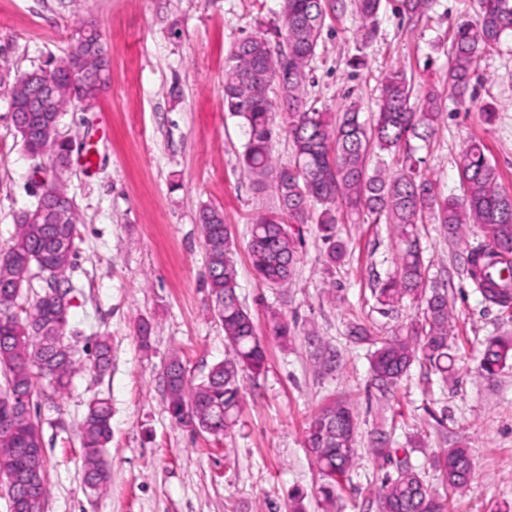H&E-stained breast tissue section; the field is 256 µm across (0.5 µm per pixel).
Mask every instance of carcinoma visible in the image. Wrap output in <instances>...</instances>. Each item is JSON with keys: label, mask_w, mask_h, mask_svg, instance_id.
I'll return each instance as SVG.
<instances>
[{"label": "carcinoma", "mask_w": 512, "mask_h": 512, "mask_svg": "<svg viewBox=\"0 0 512 512\" xmlns=\"http://www.w3.org/2000/svg\"><path fill=\"white\" fill-rule=\"evenodd\" d=\"M338 0H283L281 41L273 44L261 35L239 40L227 56L224 75V111L241 120L246 144L240 158L244 172L258 189H274L278 206L255 215L249 254L255 272L266 282L285 287L297 260L296 240L290 224L318 225L326 244L328 261L342 258L345 244L336 237L337 205L365 210L394 226L405 245L396 272L379 287V301L392 305L406 296L423 293L425 267L414 235L426 211L450 238L460 235L462 225L479 224L487 241L470 249L467 274L483 301L503 308L512 306V195L499 186L497 167L486 155L485 145L470 141L464 148L458 171L461 194L441 198L423 177L403 145L414 137H431L442 115L441 100L434 93L414 105L413 87L402 70L389 71L380 81L373 126L359 121L350 109L338 118L307 106L304 89L309 66L316 56L326 18ZM476 23L463 22L453 30L448 57V90L465 100L473 66L480 55L512 32V0H481ZM359 17L367 22L378 13L381 0H353ZM432 0H401L402 13L422 17ZM103 45L91 38L78 39L54 64L52 80L58 82L53 111L36 106L38 92L24 98L26 74L10 84L16 110L12 122L21 146L33 159H47L49 169L66 167L69 144L58 126L63 112L80 101L68 84V73L83 65L98 71L107 63ZM279 97L272 98V87ZM278 112L291 115L288 137L294 149L289 166L278 165L271 153L277 132ZM397 157L399 169L391 176L370 170L373 149ZM54 224H31V209L17 217L12 245L0 249V366L7 372L0 390V486L14 501L16 512H42L48 494L42 428L32 415L33 398L40 380L49 381L52 392L62 396L79 370L69 339V312L57 294H68L63 274L76 255L78 215L74 206L62 209ZM207 258V286L214 316L224 326L226 355L199 383H188L186 368L175 356L168 365L165 391L174 421L202 430L216 438L235 423L240 408L239 371H260L266 355L253 318L240 302L232 240L224 213L204 206L198 216ZM43 275L46 288L25 310L16 313L31 268ZM451 312L448 294L437 288L426 298L424 320L405 332L380 342L371 358L372 378L389 387L408 372L417 355L442 376L452 361L448 353ZM153 326L140 319L135 335L140 347L151 346ZM512 359V340L487 342L481 370L495 375ZM112 363L110 337L97 339L86 368L102 374ZM112 406L104 398L93 400L79 423L83 478L92 491L107 487L110 472L103 448L112 437ZM357 419L354 409L342 400L325 404L307 431L306 444L318 469L323 512H336V489L348 479L355 461ZM448 487L462 490L473 474V461L465 448H450L442 461ZM379 512H446V504L406 462L396 475L382 481Z\"/></svg>", "instance_id": "obj_1"}]
</instances>
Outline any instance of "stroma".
<instances>
[{"label": "stroma", "mask_w": 512, "mask_h": 512, "mask_svg": "<svg viewBox=\"0 0 512 512\" xmlns=\"http://www.w3.org/2000/svg\"><path fill=\"white\" fill-rule=\"evenodd\" d=\"M282 0H0V67L30 72L63 54L83 23L95 24L112 63V81L91 107L67 108L60 135L72 144L61 178L80 221L77 256L66 273L70 328L78 359L98 336L112 339V364L101 376L78 373L68 395L35 398L49 486L43 512H289L302 493L305 512H323L306 430L330 400L357 413V457L338 492L337 512H377L376 494L397 464L411 463L451 512H512V361L493 377L480 370L491 337L512 338V309L484 303L465 272L469 249L484 242L475 224L460 239L440 235L424 216L419 238L426 288L448 293L454 365L447 378L416 360L396 385L374 384L370 358L380 339L422 321L425 302L378 303L374 288L395 268L391 225L367 212H343L336 235L343 258L329 263L317 225L296 224L298 258L288 287L263 283L248 253L251 218L277 204L256 193L239 164L245 138L224 110V65L242 37L281 23ZM478 0H434L408 19L399 0H382L371 31L353 7L327 19L306 87L309 105L339 113L355 105L370 118L382 74L404 69L415 98L436 92L443 114L433 135L411 140L420 168L439 195L460 191L459 153L481 140L512 194V33L474 65L472 98L448 93V51L458 22L476 19ZM493 105L496 119L480 110ZM42 175L13 127L0 87V248L12 243L17 214L33 205ZM224 211L234 243L237 294L266 345L262 373L240 374L241 410L223 438L171 418L164 372L172 355L200 381L225 356L224 328L210 311L198 214ZM291 335L269 331V314ZM153 324L151 347L135 337L139 318ZM367 336H350L353 325ZM112 404L105 450L110 481L86 491L77 424L89 402ZM385 438L391 462L371 452ZM469 449L474 475L465 491L443 482L436 461Z\"/></svg>", "instance_id": "35a3bbf8"}]
</instances>
